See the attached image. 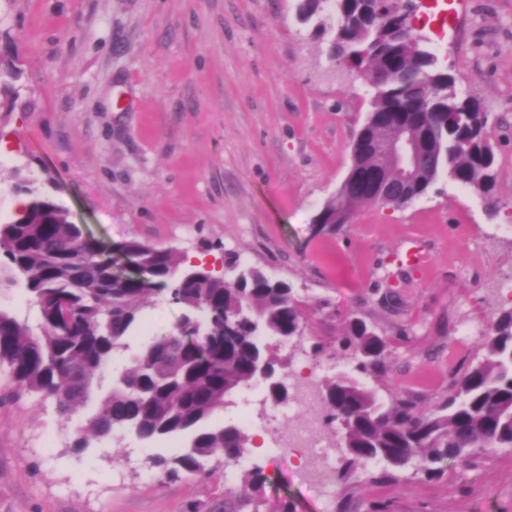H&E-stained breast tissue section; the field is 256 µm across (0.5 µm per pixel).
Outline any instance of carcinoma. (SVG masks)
I'll return each mask as SVG.
<instances>
[{"label": "carcinoma", "mask_w": 512, "mask_h": 512, "mask_svg": "<svg viewBox=\"0 0 512 512\" xmlns=\"http://www.w3.org/2000/svg\"><path fill=\"white\" fill-rule=\"evenodd\" d=\"M400 0H302L303 19L329 10L332 46L358 73L386 74L371 113L352 143L359 177L344 184L315 216L336 229V213L352 207L398 208L424 195L442 174L480 192L495 206V153L487 136L489 115L473 112L454 78L438 66L426 41L399 17ZM405 132L426 163L405 197L377 194L366 173L385 169L383 156L364 149L366 137ZM14 191L26 206L0 224V290L22 283L37 322L30 325L0 309V371L44 402L55 403L67 423L83 413L104 370L144 328L142 310L167 291L182 315L174 331L142 343L132 365L112 375V389L79 428L71 448L80 453L93 438L117 430L148 441H181L168 455L148 457L169 481L213 476L222 460L248 451L247 432L211 421L239 388L263 377L274 402L286 398L278 371L282 339L304 320L291 286L258 269L229 282L201 265H186L171 249L129 240L117 248L89 238L68 209L22 178ZM389 339L351 319L340 340L353 367L350 381L324 380L326 397L345 416V470L366 461L383 464L377 481L415 461L429 478L449 461L468 462L479 448H512V310L486 337L480 361L453 379L450 393L432 409L406 397L385 403L364 375L383 368ZM264 468L241 476L244 493L224 494V512H296L292 501L266 497Z\"/></svg>", "instance_id": "carcinoma-1"}]
</instances>
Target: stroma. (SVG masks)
<instances>
[{"label": "stroma", "instance_id": "35a3bbf8", "mask_svg": "<svg viewBox=\"0 0 512 512\" xmlns=\"http://www.w3.org/2000/svg\"><path fill=\"white\" fill-rule=\"evenodd\" d=\"M418 16L457 91L489 114L493 202L442 176L404 207H364L333 231L314 224L351 165L371 86L331 58L330 35L301 21L299 0H0V53L21 73L0 79V221L16 212L15 171L55 181L57 202L102 244L137 240L219 273L233 258L287 281L306 320L281 350L295 377L349 369L336 347L358 318L390 340L367 384L436 406L512 309V0H425ZM411 243L421 265L399 259ZM10 389L0 373V512L218 508L256 463L267 496L296 512H512V448L434 480L411 464L382 484L378 465L339 466L319 503L275 476L265 451L181 482L147 462L170 453L164 441L128 435L74 452V424ZM273 408L258 380L215 419L247 410L259 421Z\"/></svg>", "mask_w": 512, "mask_h": 512}]
</instances>
